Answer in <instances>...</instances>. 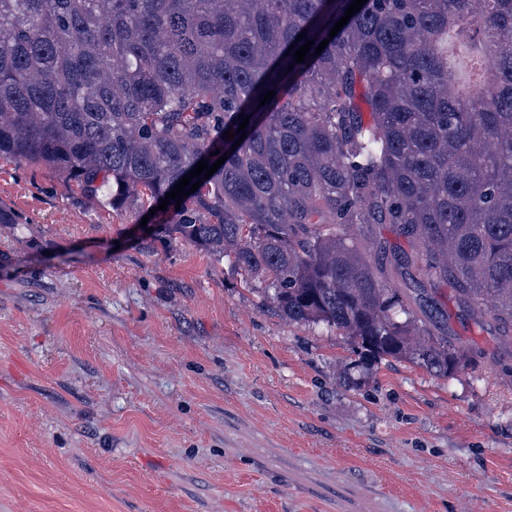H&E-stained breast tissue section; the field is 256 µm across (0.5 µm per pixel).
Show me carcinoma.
<instances>
[{
    "label": "carcinoma",
    "mask_w": 512,
    "mask_h": 512,
    "mask_svg": "<svg viewBox=\"0 0 512 512\" xmlns=\"http://www.w3.org/2000/svg\"><path fill=\"white\" fill-rule=\"evenodd\" d=\"M351 2L0 0V158L143 214L225 155L153 238L232 260L292 323L446 377L469 355L433 330L442 284L512 348V0H367L329 37ZM374 224L412 251L372 259Z\"/></svg>",
    "instance_id": "1"
}]
</instances>
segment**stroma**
Instances as JSON below:
<instances>
[{"instance_id": "stroma-1", "label": "stroma", "mask_w": 512, "mask_h": 512, "mask_svg": "<svg viewBox=\"0 0 512 512\" xmlns=\"http://www.w3.org/2000/svg\"><path fill=\"white\" fill-rule=\"evenodd\" d=\"M0 512H512V352L449 377L285 321L243 274L0 159Z\"/></svg>"}]
</instances>
